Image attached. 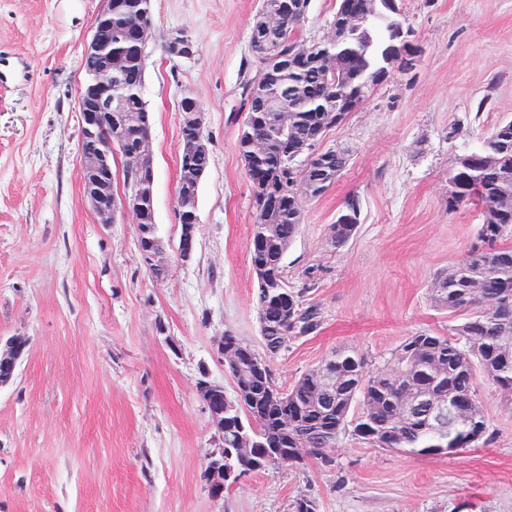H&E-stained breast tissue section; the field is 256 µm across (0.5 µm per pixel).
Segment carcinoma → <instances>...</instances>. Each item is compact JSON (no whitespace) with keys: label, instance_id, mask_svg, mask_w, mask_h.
<instances>
[{"label":"carcinoma","instance_id":"1","mask_svg":"<svg viewBox=\"0 0 512 512\" xmlns=\"http://www.w3.org/2000/svg\"><path fill=\"white\" fill-rule=\"evenodd\" d=\"M136 9L126 8L128 0H115L112 7V51L125 56L129 65L122 76L119 93L126 98L125 111L112 114V139L128 153L148 139V123L142 88L145 75L144 40L138 19L151 20L148 0H135ZM310 0H288L277 24L264 37L252 38L249 49L258 68L278 57L280 67L259 85L246 83L245 120L238 151L249 178H258L275 204L253 207L254 222L250 246L251 263L260 262L268 275L285 280L283 258L304 219L305 204L314 172L309 163L298 164L300 147L314 146L336 127V111L343 109L363 90L364 82L379 68L385 44L392 35L393 16L386 9L376 12L370 23L355 36L341 32L324 34L318 40L317 57L304 58L299 47L300 29ZM277 0H260L252 16L251 29L267 25ZM337 56L346 58L349 70L341 79L325 73V63ZM288 94L291 112L283 120L276 112L262 110V102ZM259 142L264 152L250 154L247 145ZM479 157L448 177V208L464 203L489 205L503 194L512 193V118L498 122L473 150ZM210 151L197 153L190 167L179 166L177 189L197 185L207 171ZM356 224L331 225L330 244L339 247L356 232ZM512 210L498 213L497 221L480 225L477 243L466 256L438 272L432 282L431 301L448 313L454 325L450 333H414L392 353L390 361L400 371L390 375L383 369L371 371L364 358L353 350H339L323 358L314 368L287 387L278 386L271 370L244 377L232 370L233 395L225 404L224 467L238 471L250 461L230 455L240 438L253 447L307 448L309 455L328 461L326 449L335 447L339 434L348 430L378 448L423 456H440L442 447L473 448L487 430L485 416L468 428H436L421 419L401 421L399 410L407 398L402 379L408 377L431 391L451 392L466 400L475 395L481 376L501 390L512 393ZM139 251L162 252L164 244L155 224L139 225ZM282 299L257 285L255 308L265 326L261 334L265 355L228 335L230 342L243 344L249 355L241 358L242 368L253 371L256 363L269 365L287 336H307L320 326L318 309L303 305V293L288 289V313ZM323 369L335 370V407L323 410L318 396L317 376Z\"/></svg>","mask_w":512,"mask_h":512}]
</instances>
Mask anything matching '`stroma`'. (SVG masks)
<instances>
[{
    "label": "stroma",
    "mask_w": 512,
    "mask_h": 512,
    "mask_svg": "<svg viewBox=\"0 0 512 512\" xmlns=\"http://www.w3.org/2000/svg\"><path fill=\"white\" fill-rule=\"evenodd\" d=\"M102 0H0V339L27 341L0 387V512H512V396L480 384L485 443L445 456L339 436L331 465L253 472L212 498L203 478L221 447L197 395L201 375L232 388L224 332L261 349L250 259L251 187L238 154L241 86L258 0H151L143 99L152 115L154 211L167 272L144 266L132 217L100 223L83 197L78 89ZM415 68L372 89L328 131L345 148L334 185L305 206L284 257L321 326L289 338L270 367L294 384L336 349L382 367L413 333H444L435 273L465 256L482 221L448 210L456 155L512 117V0H403ZM196 55L170 62L173 33ZM200 103L210 166L197 199L193 260L175 257L179 102ZM484 111H477L480 99ZM457 135H450V128ZM360 224L330 226L348 197ZM341 222L344 224H331L330 244L339 247L345 244L356 232L359 223V214L352 211L342 213Z\"/></svg>",
    "instance_id": "35a3bbf8"
}]
</instances>
